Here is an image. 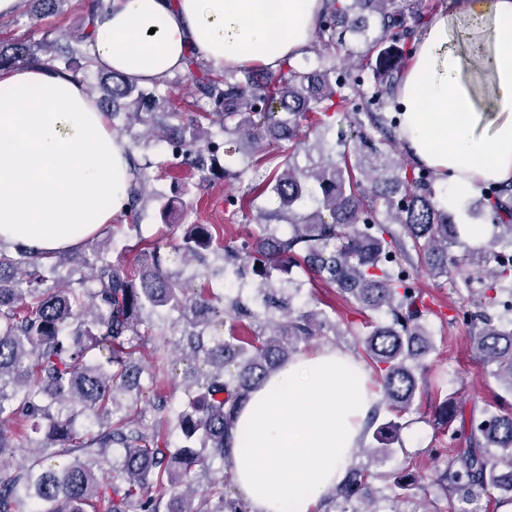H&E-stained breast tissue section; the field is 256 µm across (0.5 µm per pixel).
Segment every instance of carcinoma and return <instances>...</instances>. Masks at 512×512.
Instances as JSON below:
<instances>
[{"instance_id":"obj_1","label":"carcinoma","mask_w":512,"mask_h":512,"mask_svg":"<svg viewBox=\"0 0 512 512\" xmlns=\"http://www.w3.org/2000/svg\"><path fill=\"white\" fill-rule=\"evenodd\" d=\"M66 0H34L35 21L53 13ZM104 0H91L75 37L59 36L34 43L18 39L0 46V69L29 61L70 72L83 81L94 67L86 51L95 40V10ZM369 9L380 18L381 37L370 43L354 65L331 64L303 72L287 63L277 74L249 75L241 81L230 70H217L191 54L184 77L192 82L195 112L160 135L176 148L175 164L209 179L223 144L210 128L243 134L258 147L286 142L288 152L271 154L281 172L249 188L233 202L252 209L271 191L281 209L258 211L260 233L235 245L213 236L210 225L192 224L178 239L140 250L137 273L122 258L111 260L99 251L64 253L46 266L42 257L25 251L7 257L0 249V463L12 462L17 445L4 422L35 421L44 430L37 447L46 454L30 459L11 474H0V512H248L241 499L199 490L191 469L224 461L238 409L300 344L318 335L330 322L322 310H296L277 287V275L291 267L311 270L336 286L364 314H383L362 341L366 358L393 418L377 425L375 452H387L400 428L398 419L410 413L420 395L416 371H425L424 357L432 349L424 320L431 314L400 259H409L407 237L424 271L434 278L452 277L451 269L494 263L470 322L482 326L473 336L476 352L492 367V375L512 392V320L494 323L484 310L512 311V258L502 259L499 241H512V184L492 186L482 193L499 233L487 244L452 253L459 245L453 215L435 201V173L408 166L394 158L395 124L385 117L412 53L416 27L427 23L414 0H330L318 24V54H336L346 33L356 26V10ZM392 46L383 47L386 42ZM373 72V89L365 92V74ZM104 102L141 125L153 127L176 113L167 98L109 73ZM352 114L355 138L379 160L364 167L342 162L301 166L311 137L326 119ZM148 179L138 176L129 191L124 217L129 230L136 220ZM384 201L380 212L374 202ZM285 220L291 232L280 237L272 222ZM397 224L402 233L392 225ZM222 252L230 274L257 282L261 310L237 301L224 304L215 294L195 290L169 269L170 257L200 260L207 251ZM67 260L89 274L64 288L47 286V274ZM177 314L184 325L182 348L208 366L202 378L185 377L187 400L177 412L178 426L188 444L172 452L160 447L124 415L113 420L117 394L138 388L144 369L133 360L145 317ZM263 321L249 340L234 335L219 339L212 331L227 322ZM459 428H453L455 421ZM437 425L448 431L454 447L448 462L434 472L430 484L466 501L477 491L508 488L512 492V413L486 408L465 418L450 399L435 407ZM124 453L112 465V449ZM79 451L85 459L50 465L55 456ZM366 470L349 469L332 498L340 504L367 496Z\"/></svg>"}]
</instances>
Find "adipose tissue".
Listing matches in <instances>:
<instances>
[{"mask_svg": "<svg viewBox=\"0 0 512 512\" xmlns=\"http://www.w3.org/2000/svg\"><path fill=\"white\" fill-rule=\"evenodd\" d=\"M328 0H106L87 50L152 85L185 71L299 60ZM398 139L466 194L512 182V0L440 9L413 42L397 93ZM128 141L83 82L39 62L0 70V242L49 257L122 214L136 174ZM68 158V173L58 161ZM363 362L330 346L293 356L251 392L227 465L249 512H314L334 490L378 402Z\"/></svg>", "mask_w": 512, "mask_h": 512, "instance_id": "ef3b65f1", "label": "adipose tissue"}]
</instances>
